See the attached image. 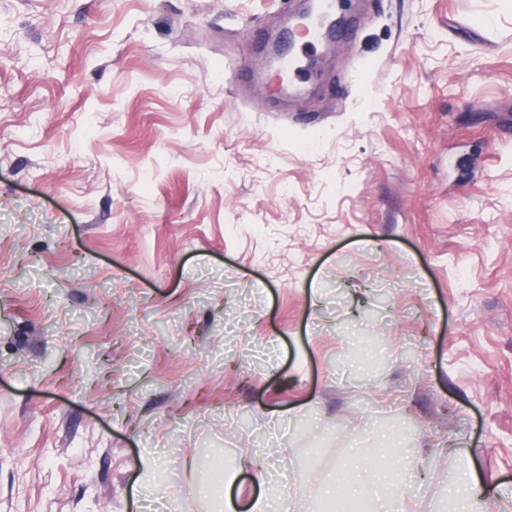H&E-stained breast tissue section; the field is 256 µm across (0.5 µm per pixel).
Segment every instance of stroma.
<instances>
[{"instance_id":"obj_1","label":"stroma","mask_w":512,"mask_h":512,"mask_svg":"<svg viewBox=\"0 0 512 512\" xmlns=\"http://www.w3.org/2000/svg\"><path fill=\"white\" fill-rule=\"evenodd\" d=\"M0 0V512H218L280 454L296 512L416 452L512 500V0ZM294 416L282 442L271 419Z\"/></svg>"}]
</instances>
